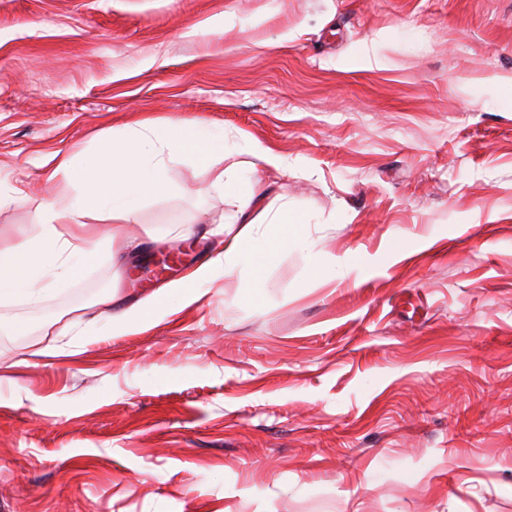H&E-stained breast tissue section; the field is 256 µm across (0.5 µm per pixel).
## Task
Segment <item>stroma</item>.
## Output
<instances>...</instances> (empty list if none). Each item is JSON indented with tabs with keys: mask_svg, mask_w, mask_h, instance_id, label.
Returning <instances> with one entry per match:
<instances>
[{
	"mask_svg": "<svg viewBox=\"0 0 512 512\" xmlns=\"http://www.w3.org/2000/svg\"><path fill=\"white\" fill-rule=\"evenodd\" d=\"M167 118L223 132L306 244L260 307L241 265L113 335L110 287L180 279L237 213L174 157L138 251L0 313V512H512V0H0V247L54 152Z\"/></svg>",
	"mask_w": 512,
	"mask_h": 512,
	"instance_id": "35a3bbf8",
	"label": "stroma"
}]
</instances>
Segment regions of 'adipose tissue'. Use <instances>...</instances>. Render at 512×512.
Instances as JSON below:
<instances>
[{
  "mask_svg": "<svg viewBox=\"0 0 512 512\" xmlns=\"http://www.w3.org/2000/svg\"><path fill=\"white\" fill-rule=\"evenodd\" d=\"M214 170L216 188L234 184L250 167L228 149L223 135L181 120H147L139 127L113 133L105 154L84 160L57 152L53 158L58 180L41 207L38 224L22 241L0 248V306L18 299L35 301L42 283L60 286L83 278L96 264L104 242L90 212L111 219V236L129 232L142 201L164 193V170L172 154ZM299 214L280 209L262 233L246 225L225 236L218 254L151 297L130 305L120 315L103 318L117 334L138 332L165 313L172 302L191 306L203 301L205 283L231 277L238 262H247L255 284H263L269 268L290 244L301 243Z\"/></svg>",
  "mask_w": 512,
  "mask_h": 512,
  "instance_id": "ef3b65f1",
  "label": "adipose tissue"
}]
</instances>
